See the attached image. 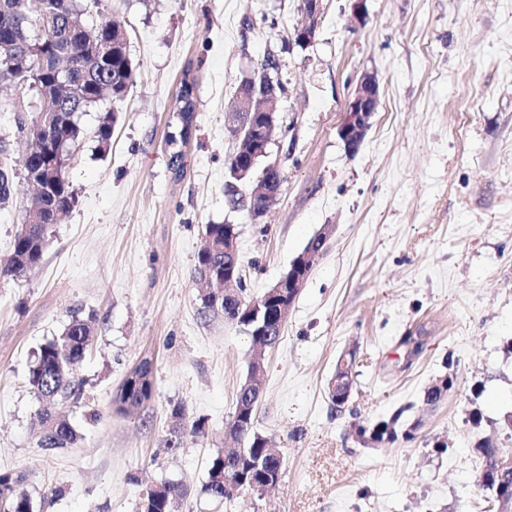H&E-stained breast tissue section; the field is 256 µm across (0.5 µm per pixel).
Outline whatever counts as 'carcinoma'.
<instances>
[{
  "mask_svg": "<svg viewBox=\"0 0 512 512\" xmlns=\"http://www.w3.org/2000/svg\"><path fill=\"white\" fill-rule=\"evenodd\" d=\"M90 13L85 0H0V35L9 31L17 39L28 33L31 21L40 20L49 32L50 51L43 68L44 86L53 84L57 73H69L66 93L71 96L69 111L52 109L54 94L40 96V109L46 112V120L53 126V135L68 146L76 145L83 135L81 115L109 99L122 98L130 88L134 77V66L127 47L112 31V14L105 9H96L97 19L91 26L81 22V17ZM104 44L113 43L112 52L95 56L97 48L89 45L90 39ZM279 71V61L267 56L260 68L253 72V80L261 86L271 80V74ZM195 84L184 80L176 99V117L180 122L178 132L167 138L170 157L177 160L173 173L179 178L184 172L182 147L188 140V128L195 112ZM117 117L112 112H103L95 132L98 149L109 150ZM21 167H16L10 140L0 138V205L17 196L26 184L24 175L41 170L47 175V188L35 203L27 217L28 226H18L12 241L11 261L0 266V279L18 277L37 266L49 242L53 225L73 208L76 195L67 177L51 175L55 158L41 144L26 142ZM224 224L206 226L207 243L197 255L194 277L207 276L202 285L200 299L203 308L214 314L222 313L231 319L239 317L237 326L251 337L252 343L267 342L264 336L255 335L246 313L236 314L238 302L219 295L224 286V266L233 265L230 255L224 253ZM90 322L73 317L60 335L53 337L39 348L35 361L29 366L27 385L39 401L31 426L39 434L42 446L48 449L73 446L80 438L77 428L57 412L60 401L79 403L84 396L83 381L77 377V369L91 346ZM454 377L443 379L442 387H430L424 394L423 403L435 407L448 392V383ZM154 391V381L148 363L136 367L126 378L117 393L114 404L119 410L137 408L148 401ZM403 411H398L387 420L373 425L360 426L357 435L377 442L394 443L399 439L411 441L419 424L405 425ZM232 439L241 443L239 453L227 456L219 451L212 458L206 483L202 492L216 500H224V477L243 485L251 491H262L265 475L276 471V459L268 457L275 443L257 431L255 412L247 397L236 398L235 409L226 424ZM484 468V477L499 481L494 461L499 445L486 438L476 446ZM23 478L20 475L0 473V512H35L29 495L18 489ZM188 487L182 482L162 480L153 487L144 489L139 501V512H183Z\"/></svg>",
  "mask_w": 512,
  "mask_h": 512,
  "instance_id": "cac0c4a2",
  "label": "carcinoma"
}]
</instances>
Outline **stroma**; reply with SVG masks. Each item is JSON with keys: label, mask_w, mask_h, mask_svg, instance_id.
Listing matches in <instances>:
<instances>
[{"label": "stroma", "mask_w": 512, "mask_h": 512, "mask_svg": "<svg viewBox=\"0 0 512 512\" xmlns=\"http://www.w3.org/2000/svg\"><path fill=\"white\" fill-rule=\"evenodd\" d=\"M104 3L127 31L135 79L104 104L117 115L108 152L94 140L97 112L82 115L66 171L77 201L39 267L0 280V471L22 475L36 512H136L132 474L187 484L184 512H486L475 444L507 446L512 414V0H366L362 25L351 0H322L305 48L284 39L301 0ZM269 54L287 88L270 155L284 182L254 222L228 204L236 138L224 115ZM366 73L380 104L351 156L337 130ZM187 75L196 112L177 179L166 140ZM227 221L253 298L321 227L334 231L263 353L255 427L280 448L284 479L218 501L201 487L255 348L203 311L193 276L206 225ZM75 314L94 342L78 371L84 397L62 410L82 439L49 450L31 429L26 376ZM350 349L354 384L338 413L327 384ZM144 360L151 399L116 411ZM446 375L452 390L427 410L425 390ZM178 404L207 434L171 453ZM399 409L414 440L357 436Z\"/></svg>", "instance_id": "35a3bbf8"}]
</instances>
